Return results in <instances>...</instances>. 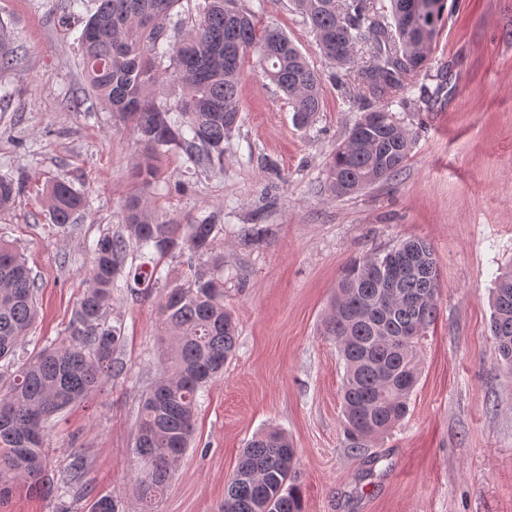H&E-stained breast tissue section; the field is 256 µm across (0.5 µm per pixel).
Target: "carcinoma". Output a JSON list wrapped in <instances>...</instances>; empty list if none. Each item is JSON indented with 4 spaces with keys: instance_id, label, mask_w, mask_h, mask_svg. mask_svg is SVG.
<instances>
[{
    "instance_id": "1",
    "label": "carcinoma",
    "mask_w": 512,
    "mask_h": 512,
    "mask_svg": "<svg viewBox=\"0 0 512 512\" xmlns=\"http://www.w3.org/2000/svg\"><path fill=\"white\" fill-rule=\"evenodd\" d=\"M80 47L91 92L131 123L146 152L182 151L197 169L224 159V143L240 121L239 85L250 51L258 65L293 104L297 126L309 125L322 107V78L279 29L257 32L253 16L237 0H205L191 28L176 42L166 22L181 0H96ZM314 32L320 55L338 69L350 66L357 48L371 60L362 81L375 99L336 145L327 165L331 195L343 197L396 176L407 162L413 134L390 111V96L407 76L426 68L447 0H389L382 14L372 0H294ZM392 22H387V19ZM170 61L160 70L162 59ZM17 49L0 28V70L12 68ZM181 83L173 106L151 94L163 76ZM18 187L0 177V211L15 203ZM44 204L54 223L65 227L85 206L84 196L63 181L47 186ZM127 235H105L92 247L94 262L68 327V338L31 356L17 351L35 323L36 281L13 245L0 241V361L14 368L0 375V496L14 486L46 495L81 494L84 459L52 472L46 447L55 415L80 404L112 376V354L123 339L105 310L118 280L136 290L159 284L157 265L126 268L130 243L154 260L178 250L206 257L187 287H163L157 313L172 342L158 377L144 397L135 437L139 464L133 492L153 512L190 447L199 392L224 370L237 348V326L224 306V260L213 254L221 225L210 214L190 224L159 219L138 198L124 207ZM413 252L419 262L396 282L390 259ZM439 272L431 245L410 238L389 250L353 262L336 285L325 334L343 361L342 413L347 446L365 448L386 437L405 418L420 377L417 345L434 324L439 307ZM498 361L512 372V265L499 277L490 325ZM296 450L277 429L253 436L224 491L223 512H303L292 482Z\"/></svg>"
}]
</instances>
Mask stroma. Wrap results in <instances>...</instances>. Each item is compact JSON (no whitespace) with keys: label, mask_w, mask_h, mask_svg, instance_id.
Returning a JSON list of instances; mask_svg holds the SVG:
<instances>
[{"label":"stroma","mask_w":512,"mask_h":512,"mask_svg":"<svg viewBox=\"0 0 512 512\" xmlns=\"http://www.w3.org/2000/svg\"><path fill=\"white\" fill-rule=\"evenodd\" d=\"M240 2L321 74L322 108L312 127H296L287 96L249 55L242 122L223 168L190 172L179 149L147 157L130 124L89 92L80 35L95 0H0V25L19 49L16 66L0 72V176L24 187L0 213V239L19 248L38 286L21 354L67 336L90 247L123 232L127 199L180 224L213 212L238 346L199 399L193 444L156 512H221L246 442L269 429L297 450L304 512H512V374L497 363L490 332L494 280L512 263V0H447L427 71L394 95L393 112L415 136L404 169L338 198L325 171L371 103L360 84L368 51L332 78L293 0ZM148 161L160 188L138 177ZM51 179L86 198L66 231L42 203ZM254 224L264 233L246 240ZM407 238L434 249L439 313L418 345L406 417L374 447L354 450L344 445L343 362L323 320L346 267ZM107 317L124 327L115 370L94 400L59 415L49 441L52 469L83 457L91 495L56 501L17 486L0 497V512H89L102 495L120 512H141L137 417L168 341L155 294L114 290Z\"/></svg>","instance_id":"35a3bbf8"}]
</instances>
